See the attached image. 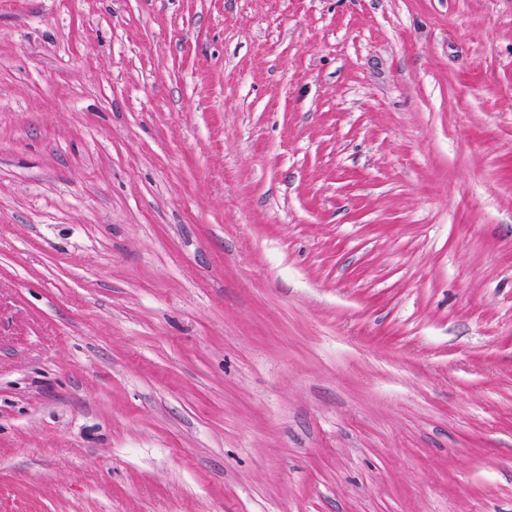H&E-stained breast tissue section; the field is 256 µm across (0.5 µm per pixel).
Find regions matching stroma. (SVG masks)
<instances>
[{"label":"stroma","instance_id":"1","mask_svg":"<svg viewBox=\"0 0 512 512\" xmlns=\"http://www.w3.org/2000/svg\"><path fill=\"white\" fill-rule=\"evenodd\" d=\"M0 512H512V0H0Z\"/></svg>","mask_w":512,"mask_h":512}]
</instances>
